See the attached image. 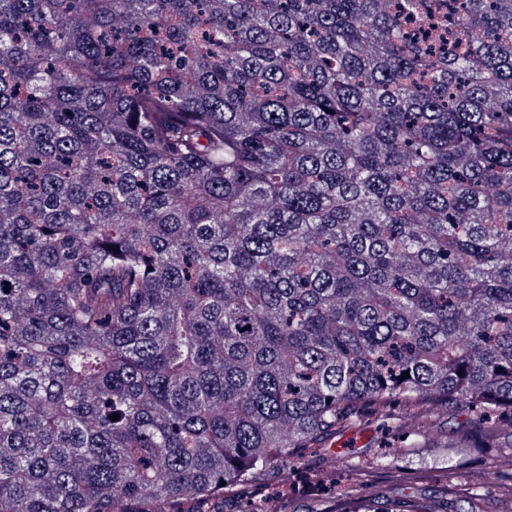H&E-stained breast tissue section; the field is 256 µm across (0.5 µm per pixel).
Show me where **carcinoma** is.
Here are the masks:
<instances>
[{"instance_id":"carcinoma-1","label":"carcinoma","mask_w":512,"mask_h":512,"mask_svg":"<svg viewBox=\"0 0 512 512\" xmlns=\"http://www.w3.org/2000/svg\"><path fill=\"white\" fill-rule=\"evenodd\" d=\"M509 243L512 0H0V512H210L395 399L459 479Z\"/></svg>"}]
</instances>
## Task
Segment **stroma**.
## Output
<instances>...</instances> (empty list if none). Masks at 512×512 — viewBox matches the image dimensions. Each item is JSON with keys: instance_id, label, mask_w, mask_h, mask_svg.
<instances>
[{"instance_id": "obj_1", "label": "stroma", "mask_w": 512, "mask_h": 512, "mask_svg": "<svg viewBox=\"0 0 512 512\" xmlns=\"http://www.w3.org/2000/svg\"><path fill=\"white\" fill-rule=\"evenodd\" d=\"M464 416L424 410L395 401L365 415L336 438L296 449L297 465L271 461L241 487L225 490L212 512H242L247 499L263 501L268 512H343L342 486L356 483L360 494L386 512L392 499H414L426 512H461L459 485L481 500L485 512H512V450L481 448L469 454L461 483L436 468L439 446L466 429ZM339 462L329 467L328 451Z\"/></svg>"}]
</instances>
